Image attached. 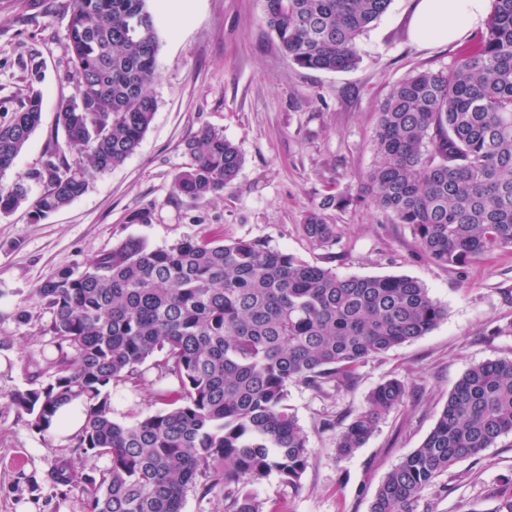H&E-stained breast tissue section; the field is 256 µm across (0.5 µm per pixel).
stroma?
<instances>
[{"label": "stroma", "instance_id": "stroma-1", "mask_svg": "<svg viewBox=\"0 0 512 512\" xmlns=\"http://www.w3.org/2000/svg\"><path fill=\"white\" fill-rule=\"evenodd\" d=\"M70 0H0V99H18L23 67L43 64L39 127L0 182L40 166L56 127V105L74 95ZM159 36L153 121L136 152L89 181L66 208L33 219L29 204L0 216V512H85L78 489L54 482L66 459L84 470L106 467L51 432L31 428L11 402L20 390L46 384L56 357L52 314L36 290L62 269L81 271L129 240L164 248L184 238L217 234L257 240L342 277L408 276L447 307L429 333L370 360L351 389L316 392L295 382L288 410L312 450L300 487L270 474L253 489L263 512H370L374 494L400 458L420 446L448 394L473 365L512 357V248L465 272L418 254L407 225L351 205L328 212L336 244L321 247L302 232L308 210L327 194L356 192L374 159L373 131L391 87L425 69L448 65L460 48L415 44L411 0H393L359 39L360 60L342 72L293 65L263 19L261 0H148ZM203 127L223 131L243 156L231 188L200 202L175 196V175L190 162L186 143ZM148 211L146 224L131 221ZM398 378L403 404L383 415L352 456L338 457L336 432L367 410L371 391ZM156 373L139 387L112 384V417L142 419L162 410ZM512 476V434L465 458L423 493L429 512H495L491 491Z\"/></svg>", "mask_w": 512, "mask_h": 512}]
</instances>
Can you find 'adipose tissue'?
Listing matches in <instances>:
<instances>
[{
    "mask_svg": "<svg viewBox=\"0 0 512 512\" xmlns=\"http://www.w3.org/2000/svg\"><path fill=\"white\" fill-rule=\"evenodd\" d=\"M489 0H413L411 37L420 45L444 44L479 26Z\"/></svg>",
    "mask_w": 512,
    "mask_h": 512,
    "instance_id": "adipose-tissue-1",
    "label": "adipose tissue"
}]
</instances>
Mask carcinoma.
<instances>
[{
	"instance_id": "carcinoma-1",
	"label": "carcinoma",
	"mask_w": 512,
	"mask_h": 512,
	"mask_svg": "<svg viewBox=\"0 0 512 512\" xmlns=\"http://www.w3.org/2000/svg\"><path fill=\"white\" fill-rule=\"evenodd\" d=\"M283 54L301 68L341 72L359 60V38L392 0H262ZM69 48L76 93L57 104V127L41 166L0 183V214L44 186L36 218L67 207L94 176L122 165L148 130L159 38L147 0H70ZM41 67L31 66L15 108L0 116V175L41 122ZM374 162L354 196L325 195L302 231L320 246L337 242L326 210L351 203L410 227L419 254L465 270L512 247V0H492L484 30L446 68L395 84L379 107ZM192 162L175 195L193 202L224 192L243 157L213 128L186 144ZM78 151L88 162L69 155ZM52 313L60 351L51 380L18 391L12 403L46 431L57 408L78 401L85 416L71 442L108 460L83 473L71 462L56 483L74 486L87 512H184L203 474L224 512H262L249 487L275 471L298 486L311 458L307 434L288 412V386L322 392L351 387L359 368L426 335L447 315L407 276L340 277L329 268L258 241L185 238L151 249L122 243L82 271L62 270L37 288ZM151 362L166 409L130 423L112 419L107 387L144 379ZM397 378L371 392L369 409L336 434L349 456L381 415L401 405ZM512 434V358L467 370L422 444L400 458L370 512H417L422 494L458 461ZM496 512H512V477L492 490Z\"/></svg>"
}]
</instances>
